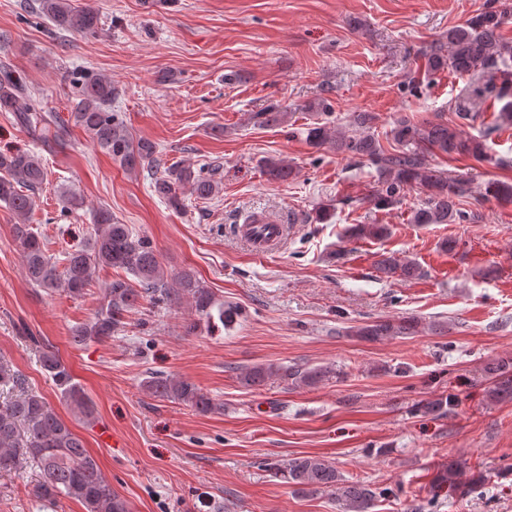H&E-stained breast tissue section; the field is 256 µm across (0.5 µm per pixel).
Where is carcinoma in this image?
Returning <instances> with one entry per match:
<instances>
[{
	"label": "carcinoma",
	"instance_id": "carcinoma-1",
	"mask_svg": "<svg viewBox=\"0 0 512 512\" xmlns=\"http://www.w3.org/2000/svg\"><path fill=\"white\" fill-rule=\"evenodd\" d=\"M36 12L59 30L84 36L100 31L96 10L75 7L71 0H39ZM511 20V3L485 0L464 23L449 27L440 39L420 51L429 74L451 71L469 77L465 91L453 106L457 119L470 122L481 109L494 110V120L481 135L466 133L454 121L440 118L414 122L402 115L392 122L389 134L395 148L388 151L375 133L376 115L357 112L353 119L355 130L336 132L318 124L308 129L309 144L315 148L330 144L340 153L367 158L376 173L370 203L378 210L402 204L409 189L420 191L424 198L412 211L414 224H467L475 220L476 214L462 208L464 200L472 199L478 204L489 197L512 200V184L491 182L478 191L469 176L445 173L430 163L436 154L495 161L489 135L512 129V40L504 34ZM112 95V82L92 75L81 84L73 112L75 125L99 148L129 173L147 170L154 192L175 209L182 206L186 188L199 199H209L220 192L214 170L168 166L155 143L134 138L112 111ZM0 109L14 111L17 122L32 133L42 121L31 92L7 66L0 70ZM287 118L288 112L277 104L251 113V120L260 126H279ZM263 167L272 180L286 181L293 174L292 165L282 159L267 158ZM46 180L47 170L34 153L20 149L0 152V202L21 218V222L11 225V232L21 249L28 281L49 295L63 292L80 297L96 270L112 268L125 273L112 279L104 302L93 317L73 327L72 345L79 347L112 337L124 328V316L144 302L177 309L185 295L191 300L192 314L185 325L187 333L194 334L216 319L224 325L236 321L237 310L224 307L193 275L184 272L168 281L151 243L134 235L108 209L95 212L94 234L86 246L65 253L61 259L48 253L44 242L26 223L33 209V195ZM346 234L349 238L381 241L391 235V228L387 224H354L346 229ZM375 269L386 278L410 279L419 275L415 262L387 251L379 255ZM421 325L415 316L398 322L377 320L351 329L348 335L377 341L414 335ZM41 364L71 409L86 421L93 420V403L59 356L46 350L42 352ZM489 372L492 380L488 399L493 403L511 402L512 361L498 360ZM327 374L329 370L322 367L268 364L247 368L239 373L238 379L245 387L262 386L271 377L289 380L297 386H311ZM144 387L155 398L178 402L199 413H211L221 407L185 379L151 376L144 381ZM27 465L37 471L34 493L46 506L56 505L63 497L80 502L86 512H129L127 501L112 490L83 440L40 393L26 387L19 370L0 360V474ZM269 469L302 494L331 492L342 512H371L375 501L389 494L386 487L373 488L343 480L336 466L319 456L295 457L285 465L271 463Z\"/></svg>",
	"mask_w": 512,
	"mask_h": 512
}]
</instances>
